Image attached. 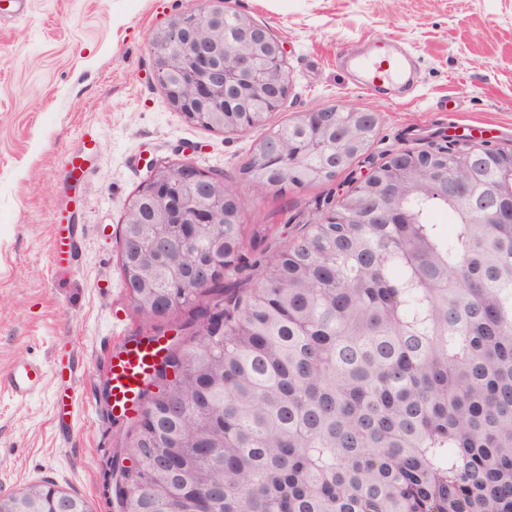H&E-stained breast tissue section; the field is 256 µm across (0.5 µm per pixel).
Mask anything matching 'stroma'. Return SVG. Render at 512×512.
<instances>
[{
  "label": "stroma",
  "instance_id": "35a3bbf8",
  "mask_svg": "<svg viewBox=\"0 0 512 512\" xmlns=\"http://www.w3.org/2000/svg\"><path fill=\"white\" fill-rule=\"evenodd\" d=\"M199 0H32L26 16L0 15V371L35 358L72 355L75 428L56 432L57 385L18 400L0 387V495L44 480L112 512L98 490L105 451L130 454L140 412L104 414L107 359L124 341L150 336L177 343L198 329L197 312L215 300L202 290L194 308L164 321L138 313L120 263L125 204L153 161L185 160L224 178L241 199L243 251L284 248L325 195V184L257 190L243 167L273 129L303 112L352 105L376 112L379 134L350 170L387 153L428 148L440 134L486 139L512 149V0H226V9L266 26L286 50L288 96L261 125L217 133L188 122L156 81L151 39ZM390 38L419 59L412 94L361 91L339 61L342 49ZM97 144L86 150L84 129ZM86 153L82 179L68 158ZM80 228L76 261L52 267L57 224Z\"/></svg>",
  "mask_w": 512,
  "mask_h": 512
}]
</instances>
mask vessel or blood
Returning <instances> with one entry per match:
<instances>
[{"mask_svg":"<svg viewBox=\"0 0 512 512\" xmlns=\"http://www.w3.org/2000/svg\"><path fill=\"white\" fill-rule=\"evenodd\" d=\"M341 58L347 67L361 79L363 91L374 94L380 90L405 82L410 58L398 45L385 39L366 42L361 51L346 50ZM78 248L76 234L71 225H58L55 233L53 259L62 264L74 256ZM165 345L154 338L147 343L123 348L112 354L109 373L112 381V416L122 418L135 406L145 377L150 374L163 355ZM47 375L45 365L36 360H19L0 372V383L13 397L23 400L41 389ZM75 401L64 394L54 399V413L62 434H70V422Z\"/></svg>","mask_w":512,"mask_h":512,"instance_id":"obj_1","label":"vessel or blood"}]
</instances>
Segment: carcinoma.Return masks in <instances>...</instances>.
Instances as JSON below:
<instances>
[{"instance_id": "carcinoma-1", "label": "carcinoma", "mask_w": 512, "mask_h": 512, "mask_svg": "<svg viewBox=\"0 0 512 512\" xmlns=\"http://www.w3.org/2000/svg\"><path fill=\"white\" fill-rule=\"evenodd\" d=\"M235 13L224 32L232 47ZM290 168L250 158L243 172L272 184H328L377 135L365 112H342L315 134L285 125ZM427 191L378 181L349 196L363 224L306 222L284 250L242 253L236 192L209 232L169 249L190 272L224 252V271L257 270L251 291L214 283L209 328L168 350L154 370L161 391L134 448L141 473L103 456L100 489L117 512H512V189L500 174L512 150L474 154L453 139ZM397 192L394 215L378 193ZM122 225L121 267L130 300L157 318L194 303L197 289L158 272L159 215L137 198ZM178 372L166 381L167 368ZM41 509L87 502L45 480L25 493Z\"/></svg>"}]
</instances>
